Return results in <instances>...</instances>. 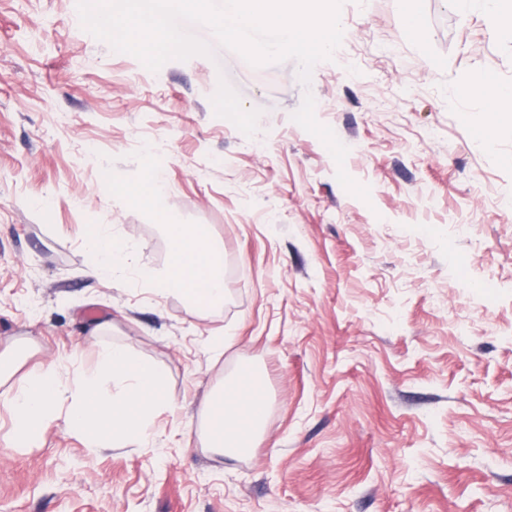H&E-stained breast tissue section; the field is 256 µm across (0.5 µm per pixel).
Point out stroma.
Wrapping results in <instances>:
<instances>
[{"label":"stroma","instance_id":"obj_1","mask_svg":"<svg viewBox=\"0 0 512 512\" xmlns=\"http://www.w3.org/2000/svg\"><path fill=\"white\" fill-rule=\"evenodd\" d=\"M340 20L305 85L295 60L251 65L204 25L185 29L212 57L154 73L84 30L76 0H0V353L18 381L121 343L169 397L142 448L88 447L60 419L10 448L0 407V512H512V122L482 146L487 97L455 94L479 71L512 85V29L448 0L414 31L398 0H344ZM308 92L369 201L292 121ZM149 152L161 212L112 192ZM98 224L130 252L111 278L91 272ZM169 224L223 245V309L141 282ZM244 363L268 412L231 458L188 425Z\"/></svg>","mask_w":512,"mask_h":512}]
</instances>
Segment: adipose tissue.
<instances>
[{"label": "adipose tissue", "instance_id": "ef3b65f1", "mask_svg": "<svg viewBox=\"0 0 512 512\" xmlns=\"http://www.w3.org/2000/svg\"><path fill=\"white\" fill-rule=\"evenodd\" d=\"M459 97L486 95L493 104L495 115L512 112V86L490 81L481 72L462 81L457 88ZM160 162L150 158L146 177L137 184L113 182L112 190L137 205L157 206L162 196L157 171ZM170 242L168 264L161 272H144V280L155 292L183 298L191 310L205 315L224 305V252L211 243L205 231L188 224L166 227ZM94 256L95 273L115 275L129 262L127 246L115 239L103 226H95L87 242ZM267 398L254 376L253 367L213 390L197 426L205 446L230 457L242 455L252 448L257 432L265 419Z\"/></svg>", "mask_w": 512, "mask_h": 512}]
</instances>
